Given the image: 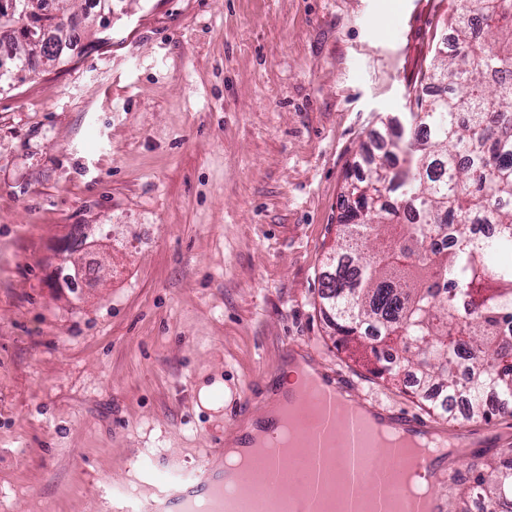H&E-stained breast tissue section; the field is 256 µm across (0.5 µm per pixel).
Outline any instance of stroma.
Wrapping results in <instances>:
<instances>
[{"label":"stroma","instance_id":"stroma-1","mask_svg":"<svg viewBox=\"0 0 512 512\" xmlns=\"http://www.w3.org/2000/svg\"><path fill=\"white\" fill-rule=\"evenodd\" d=\"M112 27L0 93V512H108L194 465L299 351L363 403L460 424L342 344L319 277L347 181L415 110L455 0H114ZM106 224L92 286L48 277ZM434 486L478 512L512 417Z\"/></svg>","mask_w":512,"mask_h":512}]
</instances>
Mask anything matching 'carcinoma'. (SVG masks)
<instances>
[{
	"label": "carcinoma",
	"mask_w": 512,
	"mask_h": 512,
	"mask_svg": "<svg viewBox=\"0 0 512 512\" xmlns=\"http://www.w3.org/2000/svg\"><path fill=\"white\" fill-rule=\"evenodd\" d=\"M44 2L42 51L63 64L75 24L53 22L76 0ZM457 2L451 48L423 74L441 94L417 96L368 176L344 187L320 313L378 361L401 336L383 372L414 370L424 399L465 396L469 422L512 405V0ZM25 53L0 40V59ZM475 224L495 225L494 239L477 240ZM473 481L488 512H512V466L487 463Z\"/></svg>",
	"instance_id": "1"
}]
</instances>
